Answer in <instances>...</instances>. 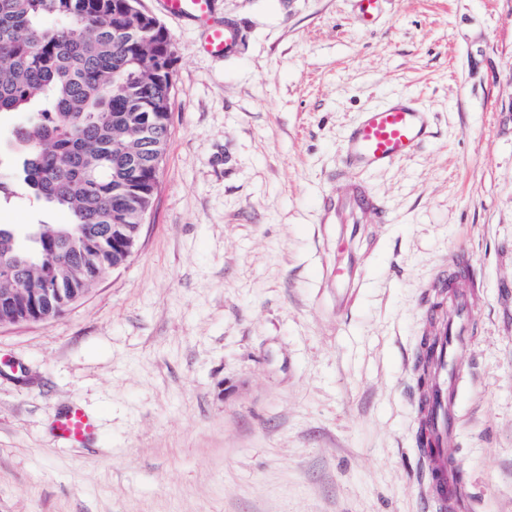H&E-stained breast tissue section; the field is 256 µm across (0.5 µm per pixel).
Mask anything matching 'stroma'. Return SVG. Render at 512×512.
Here are the masks:
<instances>
[{
    "mask_svg": "<svg viewBox=\"0 0 512 512\" xmlns=\"http://www.w3.org/2000/svg\"><path fill=\"white\" fill-rule=\"evenodd\" d=\"M175 50L170 136L137 251L48 324L0 327V512H433L418 489L421 299L463 249L479 281L452 453L471 512H512V0H215L240 42ZM431 114L366 175L349 306L317 206L368 104ZM26 195L0 224H66ZM89 444L52 433L71 403Z\"/></svg>",
    "mask_w": 512,
    "mask_h": 512,
    "instance_id": "obj_1",
    "label": "stroma"
}]
</instances>
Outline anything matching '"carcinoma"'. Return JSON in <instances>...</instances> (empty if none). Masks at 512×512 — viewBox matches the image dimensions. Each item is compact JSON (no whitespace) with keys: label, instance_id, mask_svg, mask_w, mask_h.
<instances>
[{"label":"carcinoma","instance_id":"obj_1","mask_svg":"<svg viewBox=\"0 0 512 512\" xmlns=\"http://www.w3.org/2000/svg\"><path fill=\"white\" fill-rule=\"evenodd\" d=\"M132 0H0V114L26 118L11 135L17 182L68 224H38L27 244L0 224V263L21 288L50 275L80 293L112 267V225L153 204L155 158L166 152L174 47ZM149 125V132L141 130ZM92 261L81 280L72 270Z\"/></svg>","mask_w":512,"mask_h":512}]
</instances>
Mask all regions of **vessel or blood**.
<instances>
[{
	"label": "vessel or blood",
	"instance_id": "b4317fda",
	"mask_svg": "<svg viewBox=\"0 0 512 512\" xmlns=\"http://www.w3.org/2000/svg\"><path fill=\"white\" fill-rule=\"evenodd\" d=\"M166 14L195 24L203 31L204 48L214 56L233 52L239 41L234 24L214 17V0H158ZM430 135L428 112L408 96H396L368 106L343 137L342 165L329 192L319 204L321 223L336 227V250L349 259L325 265L322 276L337 287H360L362 273L353 252L367 225L389 220L384 202L375 196L362 176L390 167L416 154ZM480 283L470 277L463 253L450 255L439 276L430 283L425 308V338L417 363L429 373L427 387L414 393L413 406L421 446L422 494L435 512H467L468 483L457 460L448 456L457 434L452 405L462 370L457 354L473 333V313ZM96 422L77 403L69 405L53 423L56 436L70 445L83 444Z\"/></svg>",
	"mask_w": 512,
	"mask_h": 512
}]
</instances>
